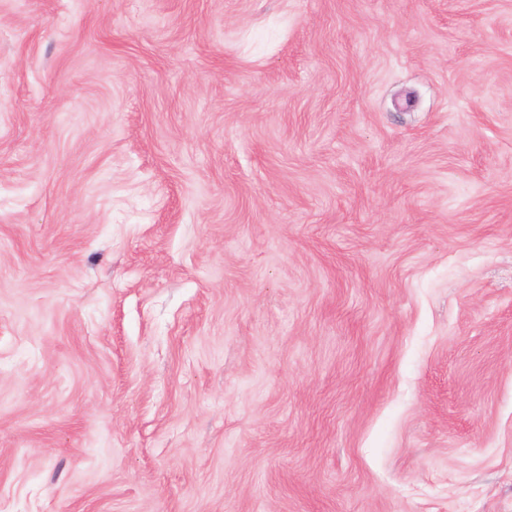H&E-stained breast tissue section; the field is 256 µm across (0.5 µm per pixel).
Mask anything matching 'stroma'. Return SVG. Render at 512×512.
I'll list each match as a JSON object with an SVG mask.
<instances>
[{"instance_id":"35a3bbf8","label":"stroma","mask_w":512,"mask_h":512,"mask_svg":"<svg viewBox=\"0 0 512 512\" xmlns=\"http://www.w3.org/2000/svg\"><path fill=\"white\" fill-rule=\"evenodd\" d=\"M0 512H512V0H0Z\"/></svg>"}]
</instances>
